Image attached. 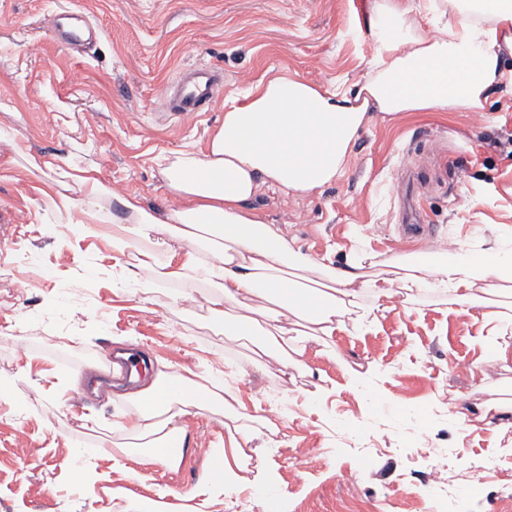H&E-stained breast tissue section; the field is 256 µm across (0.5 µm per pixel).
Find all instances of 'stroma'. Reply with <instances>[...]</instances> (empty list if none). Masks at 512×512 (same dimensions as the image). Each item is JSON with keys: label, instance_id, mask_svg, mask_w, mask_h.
I'll use <instances>...</instances> for the list:
<instances>
[{"label": "stroma", "instance_id": "35a3bbf8", "mask_svg": "<svg viewBox=\"0 0 512 512\" xmlns=\"http://www.w3.org/2000/svg\"><path fill=\"white\" fill-rule=\"evenodd\" d=\"M84 12L103 35L85 55L47 30L54 13ZM375 34L369 0H0V512H132L135 498L168 491L170 512L217 467L210 451L229 445L222 406L186 417L180 465L112 467L116 446L133 442L113 428L129 397L77 396L94 356L119 347L143 351L171 377H214L246 409L278 404L277 448H250L248 485L225 500L267 512L251 483L274 476L279 512H421L429 468L417 437L453 452L451 512H512V425L496 411L512 400V322L485 306H448L424 294L379 310L370 327L352 322L330 344L311 340L301 366L280 374L251 361V343L215 327L205 307L183 301L173 283H152L149 301L124 289L129 278L112 251V221L101 234H47L50 172H26L22 152L96 167L112 189L150 207L170 199L153 162L159 153L205 149L224 121L225 99L250 82L283 73L346 90L368 71ZM204 64L223 74L204 116H166L161 89ZM434 174L415 201L432 249L454 242L477 249L498 238L512 247V81L488 92L482 115L410 112L396 123L373 116L358 133L343 174L306 198L262 191L252 202L267 221L287 224L302 251L345 267L352 248L397 264L418 250L399 244L405 217L400 181L419 154ZM94 426H87V419ZM382 444L367 463L365 439ZM318 467L296 473L297 454ZM506 457L503 473L475 493L471 460ZM83 464L95 484L64 479Z\"/></svg>", "mask_w": 512, "mask_h": 512}]
</instances>
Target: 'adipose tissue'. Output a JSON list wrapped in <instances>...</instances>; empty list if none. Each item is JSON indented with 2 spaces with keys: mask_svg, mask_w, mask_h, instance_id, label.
Listing matches in <instances>:
<instances>
[{
  "mask_svg": "<svg viewBox=\"0 0 512 512\" xmlns=\"http://www.w3.org/2000/svg\"><path fill=\"white\" fill-rule=\"evenodd\" d=\"M480 14L477 22L443 24L428 34L413 0H372L377 31L369 75L356 90L331 92L296 75L250 84L242 97L225 101L224 121L201 152L156 160L173 206L157 211L136 194L112 193L96 168L74 165L60 171L54 209L79 210L94 234L102 211L112 213V249L132 268L131 292L148 296L157 279L210 287L209 315L228 336L250 334L254 361L287 373L304 354L308 337L329 339L339 317L372 300L387 310L397 291L436 289L459 306L487 304L477 283L512 281V255L489 244L455 254L415 252L394 276L364 279L362 261L339 269L305 254L279 225L252 207L261 189L308 197L335 181L345 167L359 130L371 113L393 121L407 112H480L486 92L503 78L498 43L512 46V0H460ZM77 189L78 198L68 196ZM153 246L137 248L140 239ZM183 243L179 256L159 262V251ZM221 382L200 383L157 374L134 395L137 414L128 430L142 439L141 463L175 468L185 441L182 421L204 403H220L233 419L242 414ZM254 432L238 428L230 449H213L215 472L187 493V512H210L217 491L242 481L232 459L251 447Z\"/></svg>",
  "mask_w": 512,
  "mask_h": 512,
  "instance_id": "ef3b65f1",
  "label": "adipose tissue"
}]
</instances>
